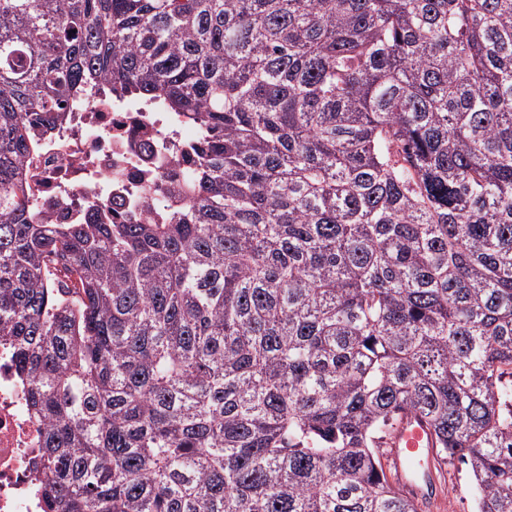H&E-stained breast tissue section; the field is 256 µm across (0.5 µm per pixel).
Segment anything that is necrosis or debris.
I'll list each match as a JSON object with an SVG mask.
<instances>
[{"label":"necrosis or debris","instance_id":"necrosis-or-debris-1","mask_svg":"<svg viewBox=\"0 0 512 512\" xmlns=\"http://www.w3.org/2000/svg\"><path fill=\"white\" fill-rule=\"evenodd\" d=\"M196 136L178 113L79 94L67 120L29 146L22 162L29 201L51 224L157 220L193 164ZM43 431L11 352L0 347V512H42L35 472Z\"/></svg>","mask_w":512,"mask_h":512}]
</instances>
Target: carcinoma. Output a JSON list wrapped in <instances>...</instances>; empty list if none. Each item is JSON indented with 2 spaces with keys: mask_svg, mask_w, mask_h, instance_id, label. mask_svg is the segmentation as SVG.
Masks as SVG:
<instances>
[{
  "mask_svg": "<svg viewBox=\"0 0 512 512\" xmlns=\"http://www.w3.org/2000/svg\"><path fill=\"white\" fill-rule=\"evenodd\" d=\"M86 89L198 127L159 221L28 207ZM1 345L44 512H422L404 412L512 512V0H0ZM389 454L388 476L398 483L412 498L422 501L432 492L436 483L437 441L430 425L422 418L404 414L393 426L387 440ZM388 448H380L386 464ZM424 471L416 464L423 466Z\"/></svg>",
  "mask_w": 512,
  "mask_h": 512,
  "instance_id": "carcinoma-1",
  "label": "carcinoma"
}]
</instances>
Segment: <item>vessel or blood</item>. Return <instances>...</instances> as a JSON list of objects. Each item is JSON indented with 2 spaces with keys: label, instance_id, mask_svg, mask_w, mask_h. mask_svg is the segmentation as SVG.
I'll list each match as a JSON object with an SVG mask.
<instances>
[{
  "label": "vessel or blood",
  "instance_id": "vessel-or-blood-1",
  "mask_svg": "<svg viewBox=\"0 0 512 512\" xmlns=\"http://www.w3.org/2000/svg\"><path fill=\"white\" fill-rule=\"evenodd\" d=\"M388 476L412 498H427L436 481L437 441L430 425L412 414L402 415L389 433Z\"/></svg>",
  "mask_w": 512,
  "mask_h": 512
}]
</instances>
